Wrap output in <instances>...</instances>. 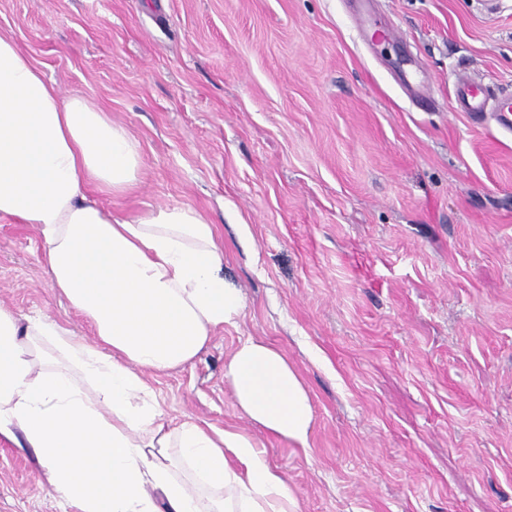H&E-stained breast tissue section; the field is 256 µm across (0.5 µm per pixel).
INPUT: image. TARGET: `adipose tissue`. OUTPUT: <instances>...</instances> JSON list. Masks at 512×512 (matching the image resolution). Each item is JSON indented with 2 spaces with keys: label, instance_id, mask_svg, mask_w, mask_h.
Wrapping results in <instances>:
<instances>
[{
  "label": "adipose tissue",
  "instance_id": "1",
  "mask_svg": "<svg viewBox=\"0 0 512 512\" xmlns=\"http://www.w3.org/2000/svg\"><path fill=\"white\" fill-rule=\"evenodd\" d=\"M141 169L125 127L0 35V217L36 227L53 288L93 333L0 305V436L33 451L72 512H300L252 438L164 419L149 375L192 362L244 298L194 208L120 220L88 198L133 189ZM224 378L247 419L307 442L312 399L281 351L241 339Z\"/></svg>",
  "mask_w": 512,
  "mask_h": 512
}]
</instances>
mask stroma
Returning a JSON list of instances; mask_svg holds the SVG:
<instances>
[{
    "instance_id": "1",
    "label": "stroma",
    "mask_w": 512,
    "mask_h": 512,
    "mask_svg": "<svg viewBox=\"0 0 512 512\" xmlns=\"http://www.w3.org/2000/svg\"><path fill=\"white\" fill-rule=\"evenodd\" d=\"M494 2L372 0L360 32L355 0H0V35L140 146L137 187L101 204L218 225L244 312L150 383L169 418L250 436L301 512H512V132L453 102L460 76L512 95ZM0 304L92 335L7 218ZM247 336L304 380L307 447L239 413L224 364ZM0 512H70L5 437Z\"/></svg>"
}]
</instances>
